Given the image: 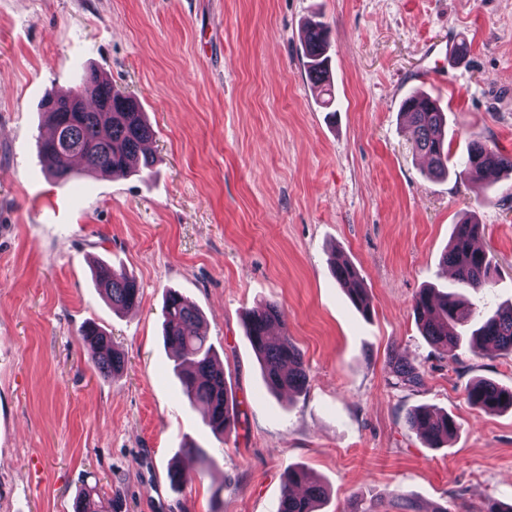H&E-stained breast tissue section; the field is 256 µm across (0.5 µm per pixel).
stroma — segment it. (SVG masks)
I'll return each mask as SVG.
<instances>
[{
	"mask_svg": "<svg viewBox=\"0 0 512 512\" xmlns=\"http://www.w3.org/2000/svg\"><path fill=\"white\" fill-rule=\"evenodd\" d=\"M313 16L331 31L329 107L303 66ZM87 67L138 101L153 176L48 177L41 102ZM414 88L447 112L451 158L476 134L512 155V0H0V512H74L87 484L123 512H277L291 464L326 485L321 512H399V495L416 512L512 505V409L465 395L479 378L512 388V355L439 354L412 312L420 290L458 289L441 257L466 218L497 273L465 298L512 303V176L429 177L401 115ZM336 254L370 313L334 278ZM97 260L136 278L139 306L113 310ZM169 288L202 312L224 369L237 420L223 439L173 373ZM262 302L302 353V392L265 387L245 328ZM89 322L123 374L95 370ZM394 352L422 387L394 385ZM423 405L457 422L445 447L406 427ZM190 444L206 464L172 489ZM332 270L354 306L364 314L369 313L368 294L356 267L343 258H335Z\"/></svg>",
	"mask_w": 512,
	"mask_h": 512,
	"instance_id": "obj_1",
	"label": "stroma"
}]
</instances>
